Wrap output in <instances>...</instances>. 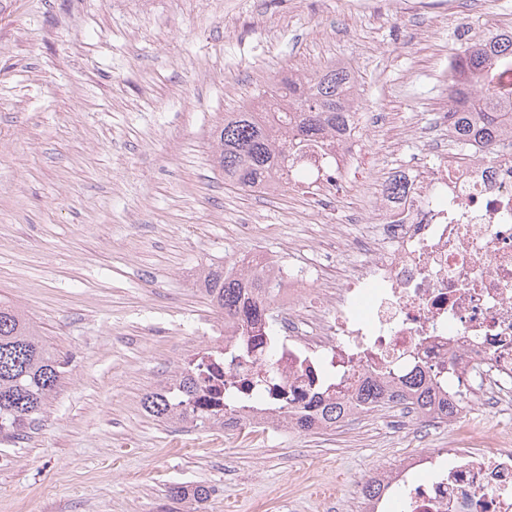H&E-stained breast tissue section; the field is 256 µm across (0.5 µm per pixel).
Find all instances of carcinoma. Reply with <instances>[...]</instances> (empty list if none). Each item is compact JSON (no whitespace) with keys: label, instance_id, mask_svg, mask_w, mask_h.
<instances>
[{"label":"carcinoma","instance_id":"cac0c4a2","mask_svg":"<svg viewBox=\"0 0 512 512\" xmlns=\"http://www.w3.org/2000/svg\"><path fill=\"white\" fill-rule=\"evenodd\" d=\"M350 72L328 62L301 78L286 82L285 107L266 99L228 112L214 133L215 156L224 180L241 189H258L272 182L302 185L313 173L303 162L312 148L328 136H343L353 120L348 105ZM448 117L452 120L457 154L469 157L471 145L504 140V125L512 120V32L495 34L462 45L448 70ZM200 290L227 321L249 335L256 324L273 331L269 314L277 295V280L266 273L258 257H244L232 268L212 264L200 276ZM216 350L209 349L168 377L142 399L146 413L163 423L195 428H224V403L235 398L220 388L224 371ZM65 373L64 362L51 353L38 329L21 311L0 302V437L22 435L36 420L46 400ZM413 403L426 409L434 401L422 375L408 382ZM280 404L293 410V428L299 432L334 429L344 416L343 404L320 405L318 419L295 405L288 388L279 390ZM359 397L366 404L390 397L385 386L370 383ZM202 485L175 484L167 498L174 503L205 502Z\"/></svg>","mask_w":512,"mask_h":512}]
</instances>
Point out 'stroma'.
Wrapping results in <instances>:
<instances>
[{
	"instance_id": "stroma-1",
	"label": "stroma",
	"mask_w": 512,
	"mask_h": 512,
	"mask_svg": "<svg viewBox=\"0 0 512 512\" xmlns=\"http://www.w3.org/2000/svg\"><path fill=\"white\" fill-rule=\"evenodd\" d=\"M0 0V299L66 362L25 439H0V512H336L394 466L453 434L362 418L314 434L163 424L143 395L213 347L223 320L196 282L211 263L296 257L320 244L301 189L225 184L212 133L282 73L352 64L359 152L340 215L419 152L390 142L432 126L462 37L512 31V0ZM208 489L202 485L175 484L168 488L167 498L174 503L184 501L205 502L209 499Z\"/></svg>"
}]
</instances>
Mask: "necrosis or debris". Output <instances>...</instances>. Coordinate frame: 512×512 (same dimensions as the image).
Listing matches in <instances>:
<instances>
[{"mask_svg": "<svg viewBox=\"0 0 512 512\" xmlns=\"http://www.w3.org/2000/svg\"><path fill=\"white\" fill-rule=\"evenodd\" d=\"M405 193L383 192L373 223L327 224L344 263L282 265L280 332L215 330L224 381L249 383L241 415L263 427L288 385L299 402L342 398L366 412V382L401 386L423 374L457 413L512 406V154L469 160L427 144L401 171ZM382 494L356 512H512V434L463 435L377 468Z\"/></svg>", "mask_w": 512, "mask_h": 512, "instance_id": "1", "label": "necrosis or debris"}]
</instances>
